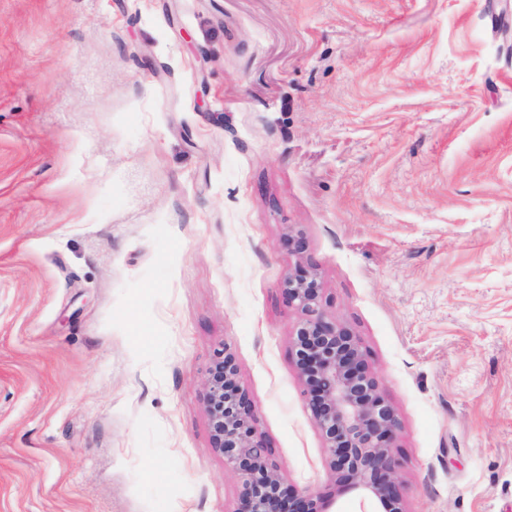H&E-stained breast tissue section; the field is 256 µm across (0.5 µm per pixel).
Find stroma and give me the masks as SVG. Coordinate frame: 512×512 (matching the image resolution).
Returning <instances> with one entry per match:
<instances>
[{
	"label": "stroma",
	"instance_id": "stroma-1",
	"mask_svg": "<svg viewBox=\"0 0 512 512\" xmlns=\"http://www.w3.org/2000/svg\"><path fill=\"white\" fill-rule=\"evenodd\" d=\"M505 0H0V512H236L234 355L335 483L280 283L302 235L394 407L404 512H512Z\"/></svg>",
	"mask_w": 512,
	"mask_h": 512
}]
</instances>
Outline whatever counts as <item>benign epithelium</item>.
Listing matches in <instances>:
<instances>
[{
	"mask_svg": "<svg viewBox=\"0 0 512 512\" xmlns=\"http://www.w3.org/2000/svg\"><path fill=\"white\" fill-rule=\"evenodd\" d=\"M298 257L281 282L288 304L302 319L291 348L305 386L332 475L350 483L362 501L397 507L400 489L394 441L399 422L382 394L359 337L331 317L322 303V285L304 260L306 243L290 235ZM205 409L212 447L236 473L241 490L237 512H334V501L299 494L286 484L258 435L250 399L238 381L233 355L216 352L205 384Z\"/></svg>",
	"mask_w": 512,
	"mask_h": 512,
	"instance_id": "7a95c632",
	"label": "benign epithelium"
}]
</instances>
